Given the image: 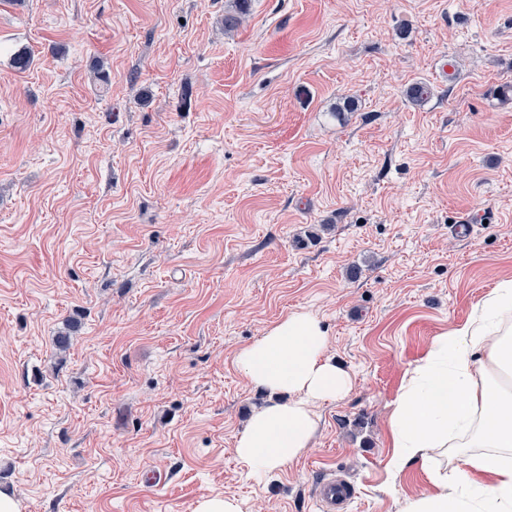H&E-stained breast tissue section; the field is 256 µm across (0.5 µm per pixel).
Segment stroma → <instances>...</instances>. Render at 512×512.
Returning a JSON list of instances; mask_svg holds the SVG:
<instances>
[{"mask_svg":"<svg viewBox=\"0 0 512 512\" xmlns=\"http://www.w3.org/2000/svg\"><path fill=\"white\" fill-rule=\"evenodd\" d=\"M505 86L512 0H0V490L316 512L341 470L348 512H401L429 486L391 478L405 373L512 278ZM299 309L352 389L261 478L234 358ZM350 483L334 471L322 475L313 488V499L319 512H342L353 496ZM196 512H243L241 502L235 497L213 496L201 500Z\"/></svg>","mask_w":512,"mask_h":512,"instance_id":"1","label":"stroma"}]
</instances>
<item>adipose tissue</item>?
<instances>
[{
    "label": "adipose tissue",
    "instance_id": "1",
    "mask_svg": "<svg viewBox=\"0 0 512 512\" xmlns=\"http://www.w3.org/2000/svg\"><path fill=\"white\" fill-rule=\"evenodd\" d=\"M327 346L320 321L299 310L238 351L240 370L269 397L235 438V454L252 474L272 477L298 460L311 446L317 407L351 391L350 373ZM389 431L393 478L417 465L432 485L408 498L403 512H512L511 278L408 370ZM450 453L456 468L430 467Z\"/></svg>",
    "mask_w": 512,
    "mask_h": 512
}]
</instances>
